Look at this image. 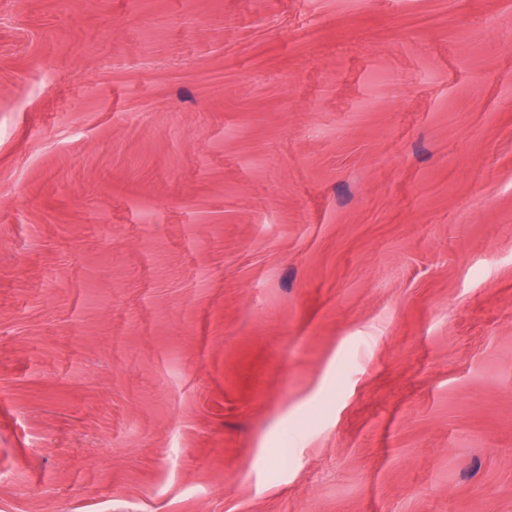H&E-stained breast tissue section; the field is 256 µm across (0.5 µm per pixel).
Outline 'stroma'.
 Returning a JSON list of instances; mask_svg holds the SVG:
<instances>
[{
  "instance_id": "1",
  "label": "stroma",
  "mask_w": 512,
  "mask_h": 512,
  "mask_svg": "<svg viewBox=\"0 0 512 512\" xmlns=\"http://www.w3.org/2000/svg\"><path fill=\"white\" fill-rule=\"evenodd\" d=\"M0 512H512V0H0Z\"/></svg>"
}]
</instances>
